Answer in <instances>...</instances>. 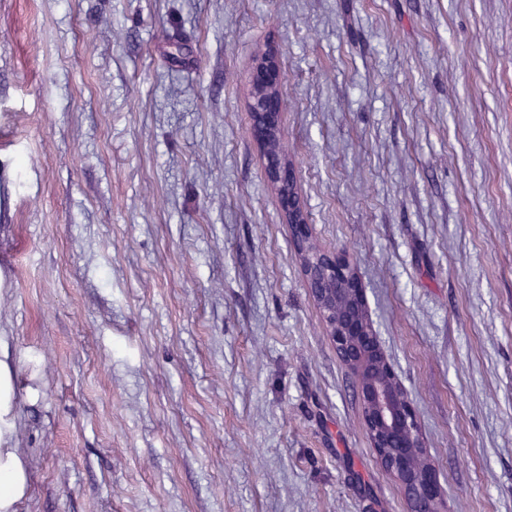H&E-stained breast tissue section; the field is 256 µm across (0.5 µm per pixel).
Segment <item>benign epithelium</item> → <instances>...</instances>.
Segmentation results:
<instances>
[{
  "label": "benign epithelium",
  "mask_w": 512,
  "mask_h": 512,
  "mask_svg": "<svg viewBox=\"0 0 512 512\" xmlns=\"http://www.w3.org/2000/svg\"><path fill=\"white\" fill-rule=\"evenodd\" d=\"M284 71L268 47L250 77L251 132L265 160V175L288 225L304 280L338 357L357 380L365 431L380 466L400 486L410 512H448V495L421 433L406 390L381 348L355 263L315 242L301 201L295 164L277 148L282 135Z\"/></svg>",
  "instance_id": "7a95c632"
}]
</instances>
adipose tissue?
I'll return each instance as SVG.
<instances>
[{"label": "adipose tissue", "instance_id": "1", "mask_svg": "<svg viewBox=\"0 0 512 512\" xmlns=\"http://www.w3.org/2000/svg\"><path fill=\"white\" fill-rule=\"evenodd\" d=\"M14 414L13 375L0 359V512H16L28 489V473L11 446Z\"/></svg>", "mask_w": 512, "mask_h": 512}]
</instances>
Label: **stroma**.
<instances>
[{
    "instance_id": "obj_1",
    "label": "stroma",
    "mask_w": 512,
    "mask_h": 512,
    "mask_svg": "<svg viewBox=\"0 0 512 512\" xmlns=\"http://www.w3.org/2000/svg\"><path fill=\"white\" fill-rule=\"evenodd\" d=\"M268 44L448 512H512V0H0L17 512H409L251 137Z\"/></svg>"
}]
</instances>
